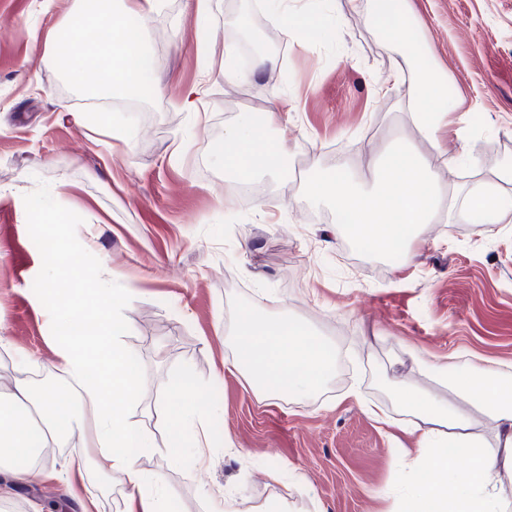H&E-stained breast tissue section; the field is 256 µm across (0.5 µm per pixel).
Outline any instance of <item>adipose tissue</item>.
I'll return each instance as SVG.
<instances>
[{"label":"adipose tissue","mask_w":512,"mask_h":512,"mask_svg":"<svg viewBox=\"0 0 512 512\" xmlns=\"http://www.w3.org/2000/svg\"><path fill=\"white\" fill-rule=\"evenodd\" d=\"M392 3L384 12L379 0H364V14L372 26L406 42L417 78L407 85L400 108L433 140L460 103L448 91L447 72L434 65L422 23L408 0ZM156 7L157 0H120L115 12L106 0H78L74 12L48 37L54 54L63 58L62 72L94 96L140 89L153 67L144 37L145 22ZM294 110L290 95L268 111L241 113L224 130L225 170L242 183L287 174V154L268 139L267 131L287 124ZM368 165L380 173L373 185H365L341 163L333 178L313 180L307 187L335 211L338 223L355 228L359 242L373 251L404 248L419 237L423 225L444 216L458 224H500L505 219L493 185L473 188L460 198L449 195L428 159L417 152H396L382 161L372 158ZM70 261L68 249L52 243L43 286L55 313L58 370L73 396L62 397L53 389L35 394V362L15 356L12 381L0 388V512L15 503L20 487L56 479V472L42 464L41 454L60 447L75 432L88 458L69 464L65 482L71 494H78L89 460L101 473L130 484L126 512H173L163 475L140 466L142 454L154 449L150 437L126 421L139 381L137 357L122 343L127 331L123 311L134 291L89 292L75 281L70 297L62 298L57 276ZM234 334V353L224 367L259 391L306 396L320 389L335 369L334 347L287 315L240 309ZM397 387L418 418L413 429L416 451L431 473L401 496L398 512H504L505 502L512 499V485L500 477L501 467L512 468V379L483 366L448 381L446 397L420 392L405 381ZM459 396L493 425L496 445L474 431L468 408L455 402Z\"/></svg>","instance_id":"1"}]
</instances>
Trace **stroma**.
Here are the masks:
<instances>
[{
	"mask_svg": "<svg viewBox=\"0 0 512 512\" xmlns=\"http://www.w3.org/2000/svg\"><path fill=\"white\" fill-rule=\"evenodd\" d=\"M450 89L464 101L467 131L441 132L448 168L434 144L399 109L393 76L406 72L398 40L370 27L358 0H338L336 30L306 37L287 31L258 0H212L198 20L188 0H161L146 23L153 70L139 94L93 97L53 60L47 34L73 0H0V336L39 366L57 364L53 310L42 300L44 244L64 240L72 274L98 287L136 291L124 309V343L136 354L139 383L128 421L155 444L141 459L162 473L176 512H210L211 492L231 490L242 512L287 498L290 512H395L414 443L401 434L414 413L392 393L391 377L439 390L472 366L512 375V223L428 224L400 258L358 246L310 194L311 159L322 176L338 163L363 168L367 144L404 135L464 195L472 176L495 184L512 212V0H411ZM245 12L269 64L252 84L228 89L224 47H242L229 22ZM297 86L288 125L269 129L292 165L267 176L264 207L237 199L224 171V128L239 113L267 111ZM198 112L181 108L189 88ZM136 130L133 150L104 125ZM180 161H171L176 144ZM56 212L36 227L27 210ZM290 316L335 345L336 372L314 395L262 399L226 372L234 311L247 306ZM189 382L218 399L217 440L206 469L176 465L169 450L184 434L171 409ZM382 408L388 423L365 406ZM285 465L307 484L285 490L268 468ZM86 486L95 512H124L130 487ZM46 512H79L62 481L26 486L25 501Z\"/></svg>",
	"mask_w": 512,
	"mask_h": 512,
	"instance_id": "35a3bbf8",
	"label": "stroma"
}]
</instances>
